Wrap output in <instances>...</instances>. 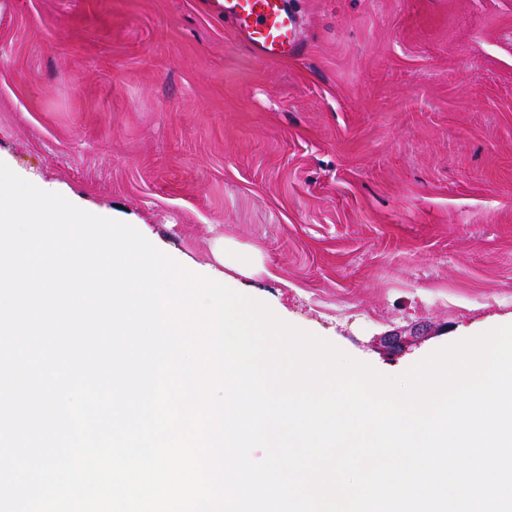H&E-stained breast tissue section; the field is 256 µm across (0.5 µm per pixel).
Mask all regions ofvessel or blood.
<instances>
[{
  "instance_id": "b4317fda",
  "label": "vessel or blood",
  "mask_w": 512,
  "mask_h": 512,
  "mask_svg": "<svg viewBox=\"0 0 512 512\" xmlns=\"http://www.w3.org/2000/svg\"><path fill=\"white\" fill-rule=\"evenodd\" d=\"M216 17H231L236 30L257 56L276 60L297 53L301 23L290 0H203Z\"/></svg>"
}]
</instances>
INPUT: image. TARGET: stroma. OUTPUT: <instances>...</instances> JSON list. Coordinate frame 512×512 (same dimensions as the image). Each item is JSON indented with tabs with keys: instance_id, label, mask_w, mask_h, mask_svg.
Here are the masks:
<instances>
[{
	"instance_id": "obj_1",
	"label": "stroma",
	"mask_w": 512,
	"mask_h": 512,
	"mask_svg": "<svg viewBox=\"0 0 512 512\" xmlns=\"http://www.w3.org/2000/svg\"><path fill=\"white\" fill-rule=\"evenodd\" d=\"M263 60L200 0H0V158L377 371L512 320V0H293ZM214 253L224 268L233 269L247 274H258L263 265L256 254H249L239 250L228 240L217 239L214 243Z\"/></svg>"
}]
</instances>
